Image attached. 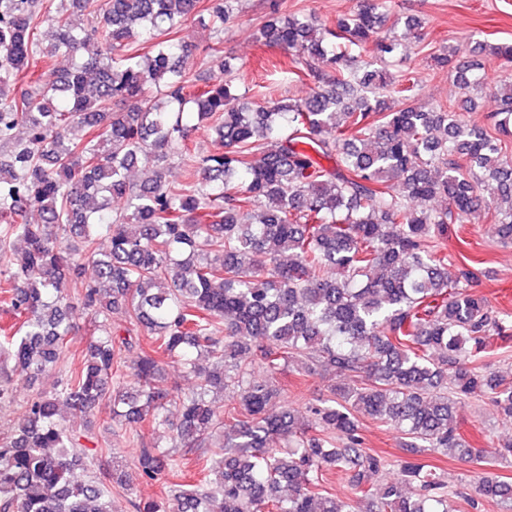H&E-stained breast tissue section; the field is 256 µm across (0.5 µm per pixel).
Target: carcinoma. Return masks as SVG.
<instances>
[{
	"label": "carcinoma",
	"instance_id": "carcinoma-1",
	"mask_svg": "<svg viewBox=\"0 0 512 512\" xmlns=\"http://www.w3.org/2000/svg\"><path fill=\"white\" fill-rule=\"evenodd\" d=\"M199 3L101 0L94 10L92 0H0V293L18 319L0 336V410L15 408L21 421L0 431V512H116L112 485L172 471L174 452L144 446L132 476L88 473L63 408L146 421L173 448L221 441L223 456L202 465L201 479L173 484L142 512H456L440 468L406 461L396 479L371 483L386 460L364 446L358 422L396 428L416 453L479 460L458 431L457 404L486 392L512 418V381L477 364L492 337L508 339L512 314L471 292L475 273L449 271L440 246L448 225L472 216L512 244V45L492 48L498 79L453 67L465 94L456 108L388 112L380 92L408 101L420 90L415 69L390 70L407 51L378 33L390 0H362L332 28L274 14L260 37L291 52L290 73L309 92L244 105L223 59L220 77L189 90L198 46L171 38L173 28L195 17L222 31L232 17L226 0ZM44 22L56 34L42 50L34 30ZM134 37L151 52L133 50ZM40 54L69 68L17 91ZM378 61L383 68L360 71ZM485 88L502 103L491 131L463 118ZM129 99L136 108H119ZM194 119L217 121L221 150L190 153ZM74 125L84 138L68 137ZM175 154L181 183L167 179ZM139 165L144 178L133 183L127 173ZM489 179L496 198L484 206L477 189ZM438 197L446 207H411ZM117 198L125 208H112ZM104 235L111 246L101 253ZM73 284L85 308L105 320L121 312L128 326L103 327L60 389L18 405L16 383L69 350ZM124 349L136 351L127 382ZM203 354L211 365L199 363ZM168 358L195 378L190 391L164 384ZM285 365L354 385H333L331 399L299 417L275 406ZM218 392L230 395L221 406ZM329 474L348 476L359 500L328 492ZM476 494L512 502V481L483 476Z\"/></svg>",
	"mask_w": 512,
	"mask_h": 512
}]
</instances>
